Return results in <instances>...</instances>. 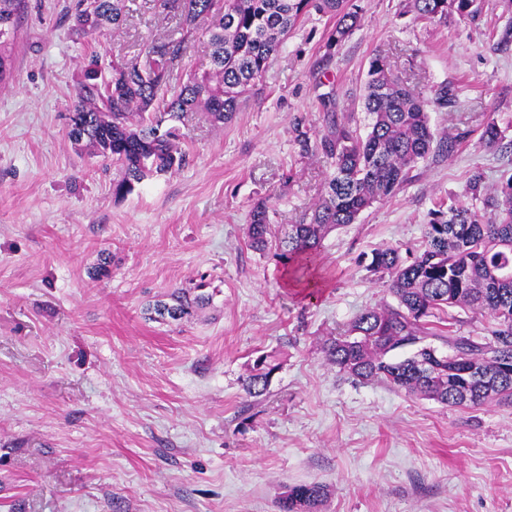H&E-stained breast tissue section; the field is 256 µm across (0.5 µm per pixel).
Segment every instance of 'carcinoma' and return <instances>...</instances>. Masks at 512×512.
Instances as JSON below:
<instances>
[{
    "label": "carcinoma",
    "mask_w": 512,
    "mask_h": 512,
    "mask_svg": "<svg viewBox=\"0 0 512 512\" xmlns=\"http://www.w3.org/2000/svg\"><path fill=\"white\" fill-rule=\"evenodd\" d=\"M423 19L448 21L481 11L478 0H411ZM25 0H0V84L12 66L16 20ZM156 6L179 17L178 38L147 43L132 60L120 58L104 66L98 55L84 63L77 83L68 138L112 161L119 178L112 194L121 199L147 178L171 174L186 160L185 134L178 122L202 110L215 124L231 122L242 97L263 82L282 39L310 10L336 17L330 42L337 43L358 26L360 14L347 0H156ZM71 33L82 41L106 28L119 30L126 20L125 0H76L70 13ZM202 22L207 63L171 85L176 62L194 47ZM323 128L314 136L298 132L301 154L319 156L329 169L325 194L309 220L273 224L275 209L261 202L249 214L250 247L288 264L289 275L303 277L325 236L354 224L375 202L396 193L410 173L429 157L437 137L454 151L456 139L431 126L427 103L402 81L388 77V62L373 55L365 81V129L336 119V97L320 95ZM466 195L471 203L436 204L420 247L402 257L392 246L372 252L367 268L388 276L397 305L368 309L326 347L328 360L360 381L378 380L410 394L456 407H480L512 401V375L489 360L493 352L512 367V178L489 191L483 173H473ZM204 292L182 294L175 304L156 312L182 318L209 304ZM460 308L491 319L487 336L475 340L446 336L427 326V318L448 315V327ZM435 337L448 346L441 353L428 342ZM412 347L395 360L391 353ZM429 360L422 368L417 360ZM279 363L272 354L257 356L246 387L251 397L263 395ZM327 497L320 483L288 488L279 512H318Z\"/></svg>",
    "instance_id": "carcinoma-1"
}]
</instances>
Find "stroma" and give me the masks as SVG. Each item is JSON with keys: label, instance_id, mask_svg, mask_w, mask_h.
I'll list each match as a JSON object with an SVG mask.
<instances>
[{"label": "stroma", "instance_id": "obj_1", "mask_svg": "<svg viewBox=\"0 0 512 512\" xmlns=\"http://www.w3.org/2000/svg\"><path fill=\"white\" fill-rule=\"evenodd\" d=\"M361 25L327 47L335 17L311 12L284 39L257 95L231 123L184 119L185 166L112 195L110 160L68 139L85 60L132 58L173 37L154 0H127L119 32L70 35L72 0H29L0 86V512H279L288 487L318 482L321 512H512V403L463 408L340 372L327 344L362 311L393 303L366 255L416 250L439 200L473 171L512 176V0L473 18H417L409 0H353ZM429 101L459 135L357 223L329 233L319 287L294 286L248 244L264 201L299 223L327 167L297 130L365 124L368 60ZM454 103L433 106L436 89ZM501 145L481 139L487 122ZM205 283L209 304L179 320L155 307ZM280 362L267 392L245 391L255 356Z\"/></svg>", "mask_w": 512, "mask_h": 512}]
</instances>
